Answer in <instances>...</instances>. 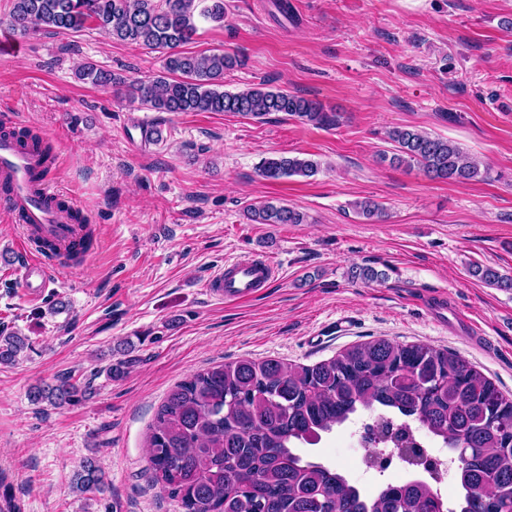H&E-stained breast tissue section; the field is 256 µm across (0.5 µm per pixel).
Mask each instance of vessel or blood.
<instances>
[{"instance_id": "1", "label": "vessel or blood", "mask_w": 512, "mask_h": 512, "mask_svg": "<svg viewBox=\"0 0 512 512\" xmlns=\"http://www.w3.org/2000/svg\"><path fill=\"white\" fill-rule=\"evenodd\" d=\"M53 172L37 149L0 136V213L20 229L15 247L26 259L24 286L33 299L41 297L58 269V255L44 251L42 242L70 250L80 238L74 222L79 207L54 188ZM274 272L264 260L228 259L210 276L205 290L228 301L243 300L265 287Z\"/></svg>"}]
</instances>
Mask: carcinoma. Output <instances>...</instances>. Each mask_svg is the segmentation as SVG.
I'll list each match as a JSON object with an SVG mask.
<instances>
[{
    "mask_svg": "<svg viewBox=\"0 0 512 512\" xmlns=\"http://www.w3.org/2000/svg\"><path fill=\"white\" fill-rule=\"evenodd\" d=\"M224 22V0H12L9 26L15 35L41 31L80 32L91 23L113 39L166 51V75L130 84L94 65L80 69L97 86L125 88V95L157 112H230L262 119L283 113L304 124L339 125L340 115L285 91L255 87L220 89L231 53L182 50L196 32L195 17ZM400 167H418L432 180H487L490 169L453 141L410 128L388 133ZM318 162L290 156L262 161L268 181L312 177ZM367 218L384 207L365 199L353 203ZM258 224H302L305 216L288 205L261 202L247 209ZM469 273L501 290L512 276L491 266ZM31 348L27 337L0 333V365H13ZM91 394L71 378L33 387L29 397L62 407ZM411 418L456 452L454 507L441 502L426 481L388 484L368 495L339 469L305 461L297 445H315L361 409ZM397 430L399 451L422 457ZM154 482L179 500L184 512H512V398L483 372L455 353L424 344L401 345L377 338L353 345L313 365L275 359H241L214 365L170 390L148 438ZM73 488L102 495L108 488L96 457L76 470Z\"/></svg>",
    "mask_w": 512,
    "mask_h": 512,
    "instance_id": "carcinoma-1",
    "label": "carcinoma"
}]
</instances>
